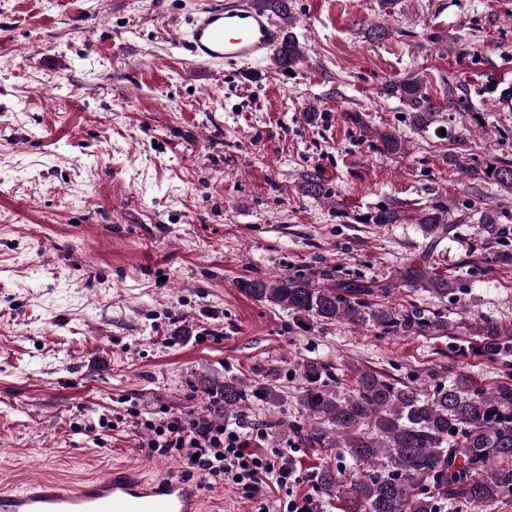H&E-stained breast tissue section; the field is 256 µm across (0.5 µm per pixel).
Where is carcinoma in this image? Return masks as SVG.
I'll return each mask as SVG.
<instances>
[{"instance_id": "cac0c4a2", "label": "carcinoma", "mask_w": 512, "mask_h": 512, "mask_svg": "<svg viewBox=\"0 0 512 512\" xmlns=\"http://www.w3.org/2000/svg\"><path fill=\"white\" fill-rule=\"evenodd\" d=\"M254 6L289 21L288 0H254ZM303 57L299 42L288 33L275 63L288 71ZM387 93L412 106L415 125L433 121L435 112L421 79L394 82ZM485 175L500 187L512 188V163L495 164ZM401 218L399 208L381 207L365 213L361 223L397 224ZM418 221L436 240L452 228L444 204L422 208ZM431 260L428 252L421 259L423 266L407 265L406 277L427 283L428 292L442 299L448 296V282L429 277ZM237 288L256 301L288 310L301 322L342 320L383 332L439 327L418 314L369 304L362 296L371 289L362 285L321 286L314 275L243 279ZM477 349L495 360L507 358L512 354V330L486 324ZM298 370L302 386L296 401L307 420L305 442L327 455L314 480L341 502L342 512H440L441 500L488 510L512 496V382L477 389L460 374L451 384L440 382L423 393L377 370H364L354 388L339 395L328 389L327 365L304 359ZM248 400L277 407L284 396L267 379L248 385L236 378L224 379L213 396L226 417L236 415ZM346 458L352 467L343 466Z\"/></svg>"}]
</instances>
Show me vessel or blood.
I'll return each instance as SVG.
<instances>
[{
	"label": "vessel or blood",
	"instance_id": "b4317fda",
	"mask_svg": "<svg viewBox=\"0 0 512 512\" xmlns=\"http://www.w3.org/2000/svg\"><path fill=\"white\" fill-rule=\"evenodd\" d=\"M282 33L280 21L252 0H214L193 17L187 46L206 63L246 64L267 57ZM203 500L198 482L119 466L92 480L1 489L0 512H203Z\"/></svg>",
	"mask_w": 512,
	"mask_h": 512
}]
</instances>
